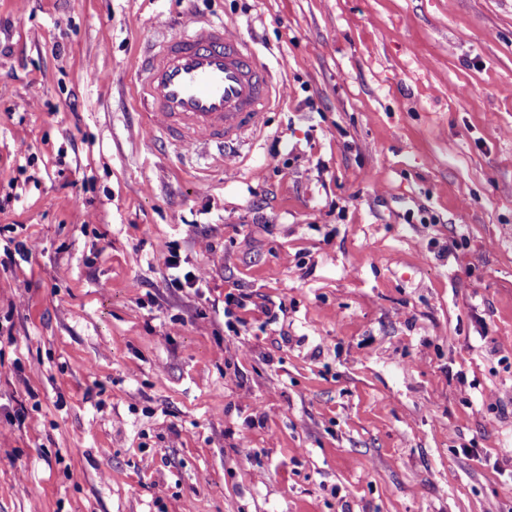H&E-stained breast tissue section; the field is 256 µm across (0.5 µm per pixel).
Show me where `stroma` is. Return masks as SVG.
<instances>
[{"mask_svg": "<svg viewBox=\"0 0 512 512\" xmlns=\"http://www.w3.org/2000/svg\"><path fill=\"white\" fill-rule=\"evenodd\" d=\"M197 16L279 90L217 167L131 93ZM21 242L0 512H512V0H0ZM166 252L168 255L166 256V265L170 272V275L174 278L172 281L174 283H178L180 285H183L182 279L184 280V283L192 288L193 286L198 284V277L192 273L191 271L184 272L181 267V262L179 260V256H177L172 248H166Z\"/></svg>", "mask_w": 512, "mask_h": 512, "instance_id": "obj_1", "label": "stroma"}]
</instances>
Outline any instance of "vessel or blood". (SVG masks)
I'll use <instances>...</instances> for the list:
<instances>
[{"label":"vessel or blood","instance_id":"b4317fda","mask_svg":"<svg viewBox=\"0 0 512 512\" xmlns=\"http://www.w3.org/2000/svg\"><path fill=\"white\" fill-rule=\"evenodd\" d=\"M134 95L147 107L149 133L217 162L259 135L275 106L269 71L247 41L212 18L154 44L140 62Z\"/></svg>","mask_w":512,"mask_h":512}]
</instances>
